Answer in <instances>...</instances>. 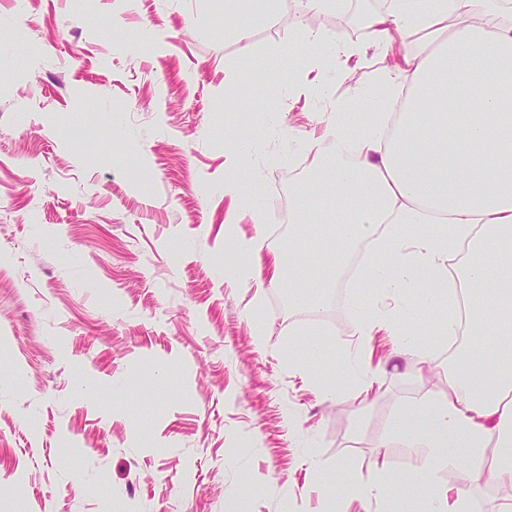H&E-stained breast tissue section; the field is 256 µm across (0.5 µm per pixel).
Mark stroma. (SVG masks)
I'll return each mask as SVG.
<instances>
[{"mask_svg":"<svg viewBox=\"0 0 512 512\" xmlns=\"http://www.w3.org/2000/svg\"><path fill=\"white\" fill-rule=\"evenodd\" d=\"M277 26L251 25L250 51L226 35L224 0H0V512H374L334 484L417 472L421 453L391 438L406 404L432 399L451 358L392 336L359 335L355 304L321 318L285 307L280 282L230 269L288 242L239 214L224 160L260 198L288 189L306 139L334 103L353 102L394 55L360 50L320 102L271 74L294 38L300 0ZM245 100L225 109V80ZM281 113L279 132L265 127ZM265 336L255 341L253 325ZM330 358L300 363L302 342ZM368 363L359 403L346 364Z\"/></svg>","mask_w":512,"mask_h":512,"instance_id":"stroma-1","label":"stroma"}]
</instances>
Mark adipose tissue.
Returning <instances> with one entry per match:
<instances>
[{
  "label": "adipose tissue",
  "mask_w": 512,
  "mask_h": 512,
  "mask_svg": "<svg viewBox=\"0 0 512 512\" xmlns=\"http://www.w3.org/2000/svg\"><path fill=\"white\" fill-rule=\"evenodd\" d=\"M377 48L398 49L401 62L379 85L360 83L356 98L374 111L337 104L322 140H307L312 173H323L336 206L324 208L300 181L289 187L287 257H274L271 278L300 289L312 277L335 287L360 242L371 252L356 287L398 297L388 311L358 308L361 335L382 324L402 348L421 351L409 326L436 316L433 332L466 331L476 349L448 370L443 397L408 405L390 427L409 448L423 449L417 487L423 512H471V499L453 484L433 485L429 474L453 472L468 461L477 477L510 489L498 512H512V7L504 0H386L364 18ZM302 44L281 54L303 55L317 67L325 53L354 55L353 45L326 48L322 30L304 27ZM329 224V240L309 250L300 227ZM467 247L458 266L447 260ZM468 295L466 321L444 312L451 285ZM496 351L494 363L479 345Z\"/></svg>",
  "instance_id": "ef3b65f1"
}]
</instances>
